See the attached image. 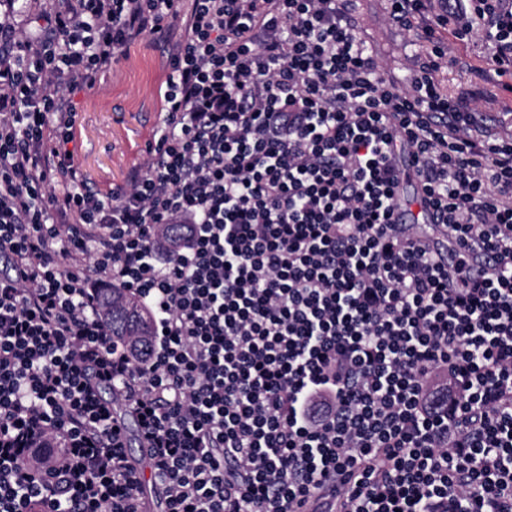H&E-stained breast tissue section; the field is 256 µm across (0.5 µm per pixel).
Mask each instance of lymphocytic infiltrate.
Segmentation results:
<instances>
[{"label":"lymphocytic infiltrate","instance_id":"lymphocytic-infiltrate-1","mask_svg":"<svg viewBox=\"0 0 512 512\" xmlns=\"http://www.w3.org/2000/svg\"><path fill=\"white\" fill-rule=\"evenodd\" d=\"M5 2L0 512H143L147 478L165 512H512V137L436 78L446 32L512 76V0H389L432 45L405 91L351 0H51L29 34ZM178 17L147 170L101 197L72 95ZM399 144L480 277L394 224ZM107 286L152 312L146 357Z\"/></svg>","mask_w":512,"mask_h":512}]
</instances>
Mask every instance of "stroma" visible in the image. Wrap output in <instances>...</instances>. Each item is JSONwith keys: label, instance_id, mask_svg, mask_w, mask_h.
Listing matches in <instances>:
<instances>
[{"label": "stroma", "instance_id": "1", "mask_svg": "<svg viewBox=\"0 0 512 512\" xmlns=\"http://www.w3.org/2000/svg\"><path fill=\"white\" fill-rule=\"evenodd\" d=\"M353 15L382 71L397 87L407 88L426 42L391 21L387 0H356ZM443 41L448 65L439 78L445 90L453 96L474 90L476 108L494 116L498 128L512 127V95L498 79L478 77L489 69L480 36L461 43L447 34ZM169 73L168 40L147 36L124 48L119 62L94 88L75 95L77 116L69 149L93 191L110 194L143 167L165 113Z\"/></svg>", "mask_w": 512, "mask_h": 512}]
</instances>
